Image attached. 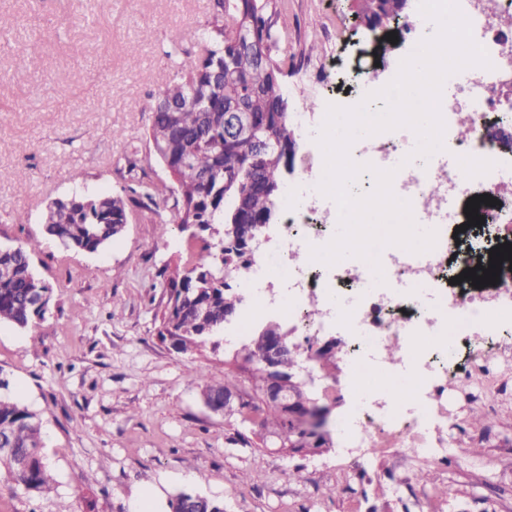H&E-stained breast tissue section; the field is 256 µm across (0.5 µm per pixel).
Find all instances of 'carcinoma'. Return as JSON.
Masks as SVG:
<instances>
[{"label": "carcinoma", "instance_id": "1", "mask_svg": "<svg viewBox=\"0 0 512 512\" xmlns=\"http://www.w3.org/2000/svg\"><path fill=\"white\" fill-rule=\"evenodd\" d=\"M282 7L281 0H212V18L200 36V56L151 106L147 139L167 180L137 176L138 159L127 157L131 185L123 193H74L47 206V234L67 250L88 253L105 248L122 234L133 206L156 207L160 224L170 222L201 232L214 229L210 238H201L199 249L186 250L184 263L166 279L167 300L160 311L158 336L170 338L179 353L208 344L219 347L217 335L238 316L242 304L227 278L245 256L224 244L242 221L256 222L277 212L285 182L279 147L294 137L289 113L275 110L282 71L270 55L264 64H254L240 49L237 36L240 30H248L269 48L286 39L285 33H273L274 18ZM381 13L388 21L398 20L397 0H357L356 17L371 19ZM240 98L246 99L257 123H266L260 132L265 140L260 158L250 139L224 143V106ZM166 101L177 104L179 110L164 109ZM170 201L173 205L166 220L157 207ZM36 247L31 242L0 249V322L25 329L49 309L54 288L32 268L30 252ZM289 335L280 323L267 322L241 349L224 353V371L191 373L206 401L226 393L240 395L238 412L243 420L257 425L258 448L278 442L285 450L290 442L309 443L279 407L267 402V379L251 363L268 340L276 339L288 348L284 369H294L299 353L291 350ZM307 359L326 377H335L336 348L320 346L308 352ZM8 391L9 382L0 378V437L4 438L0 467L27 491L41 493L52 481L41 453V425ZM292 391L301 400V410L315 412L317 399L307 394L302 383L293 381Z\"/></svg>", "mask_w": 512, "mask_h": 512}]
</instances>
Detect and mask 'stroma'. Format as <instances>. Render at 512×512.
<instances>
[{"instance_id": "1", "label": "stroma", "mask_w": 512, "mask_h": 512, "mask_svg": "<svg viewBox=\"0 0 512 512\" xmlns=\"http://www.w3.org/2000/svg\"><path fill=\"white\" fill-rule=\"evenodd\" d=\"M285 3L274 29L288 44L275 57L289 111L346 97L357 66L386 78L406 52L401 40L379 53L373 39L391 25L369 35L351 0ZM0 15L13 22L0 30V247L38 242L33 269L55 290L29 328L0 325V376L37 414L55 482L32 495L1 471L0 512H83L88 499L95 512H131L144 494L153 512H170L181 490L224 512H512V380L492 391L491 427L461 408L466 450L443 463L379 448L364 465L336 443L294 455L256 448L246 443L253 425L235 410L212 412L190 377L223 370L241 339L182 354L157 333L160 271L180 260L190 231L160 230L135 207L123 234L96 253L45 235L51 200L122 192L124 154L137 153L145 178H165L147 140L149 107L200 56L210 0H0ZM17 39L29 48L24 69L7 51ZM131 42L141 46L134 59ZM59 84L69 98L56 95ZM19 213L25 223H15ZM422 470L429 482L418 480Z\"/></svg>"}]
</instances>
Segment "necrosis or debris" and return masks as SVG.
I'll use <instances>...</instances> for the list:
<instances>
[{
  "label": "necrosis or debris",
  "mask_w": 512,
  "mask_h": 512,
  "mask_svg": "<svg viewBox=\"0 0 512 512\" xmlns=\"http://www.w3.org/2000/svg\"><path fill=\"white\" fill-rule=\"evenodd\" d=\"M458 5L491 66L445 80L443 150L413 157L417 139L406 127L361 137L350 148L354 162L394 170V194L410 201L416 223L436 231L435 248L417 254L384 247L380 279L357 257L333 265L311 260V247L335 236L338 209L317 189L324 157L316 139L325 115L298 112L294 127L312 143L300 161L307 188L286 185L275 236L257 240L235 283L246 303L240 332L274 313L307 322L310 340L348 337L343 361L353 401L335 429L363 456L385 439L404 456L416 452L438 462L459 454L463 442L450 405L479 403L512 376V263L502 262L496 285L474 289L455 281L463 270L487 265L486 242L512 244V209L497 203L512 196V31L496 24L512 12V0ZM480 195L494 199L478 210L483 239L461 246L448 227L467 223L464 208ZM314 298L321 313L312 317ZM394 348L402 355L392 364L386 354Z\"/></svg>",
  "instance_id": "1"
}]
</instances>
